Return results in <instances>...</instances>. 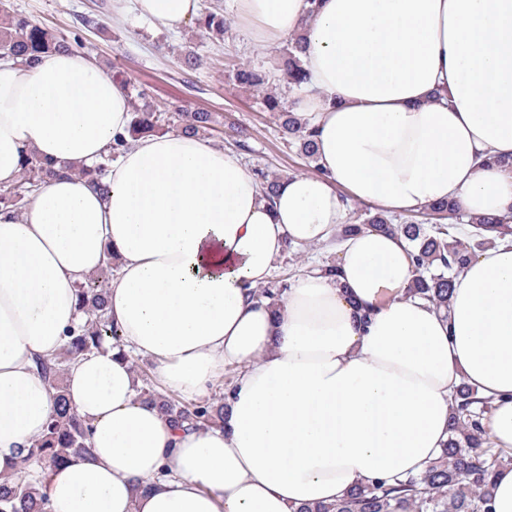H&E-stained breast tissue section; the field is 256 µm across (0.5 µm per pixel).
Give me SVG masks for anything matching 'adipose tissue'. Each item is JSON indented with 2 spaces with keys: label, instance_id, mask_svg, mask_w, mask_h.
I'll use <instances>...</instances> for the list:
<instances>
[{
  "label": "adipose tissue",
  "instance_id": "ef3b65f1",
  "mask_svg": "<svg viewBox=\"0 0 512 512\" xmlns=\"http://www.w3.org/2000/svg\"><path fill=\"white\" fill-rule=\"evenodd\" d=\"M249 40L305 37L292 110L315 132L316 174L274 200L240 156L177 130L137 138L101 179L62 174L22 212L0 207V482L44 433L52 393L35 361L81 319L77 287L118 267L106 316L119 342L80 356L67 394L89 456L26 480L50 512H294L375 479L422 472L446 443L461 383L495 399L512 452V246L456 280L447 314L412 296L405 239L341 237L349 201L388 214L449 201L512 211V0H234ZM171 32L199 0H113ZM131 120L94 57L0 59V186L29 155L90 166ZM336 250L279 302L251 294L288 247ZM193 398L229 365L220 428L175 424L138 392L135 358Z\"/></svg>",
  "mask_w": 512,
  "mask_h": 512
}]
</instances>
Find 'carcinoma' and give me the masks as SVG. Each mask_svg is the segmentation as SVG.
I'll list each match as a JSON object with an SVG mask.
<instances>
[{
  "label": "carcinoma",
  "mask_w": 512,
  "mask_h": 512,
  "mask_svg": "<svg viewBox=\"0 0 512 512\" xmlns=\"http://www.w3.org/2000/svg\"><path fill=\"white\" fill-rule=\"evenodd\" d=\"M196 29L205 38H220L224 36V15L206 10L196 20ZM83 48L85 44L79 36L70 40L60 38L16 12L7 0H0V56L19 58L32 65L42 53ZM302 53L299 38L289 40L283 52L281 70L291 90L308 80ZM235 81L262 93L265 109L283 117L282 128L288 141L298 145L313 168H318L313 132L287 109L281 96L264 90L266 74L242 65L237 68ZM124 86L133 112L129 129L113 138L109 152L95 168L64 165L62 169L66 172L82 176L100 174L138 137L165 133L173 127L190 134H206L217 123L211 112L164 111L154 105L145 88L129 81ZM54 175L56 171L42 159L27 157L19 180L11 187L0 188V205L22 211L28 197ZM255 176L263 185L267 200L273 201L280 176L261 169L255 171ZM426 213L439 216L440 222L428 226L407 221L398 224L380 210H368L354 222L343 225L340 236L363 229L402 236L408 242L416 271L409 292L446 314L456 279L466 264L477 253L512 241V215L473 220L464 233L460 225L452 222L457 217L454 204L440 202L426 209ZM112 271L109 260L93 279L77 286L85 322L68 330L60 355L36 361L38 373L52 391L55 409L43 437L31 447L20 449L19 463L23 468L32 461L60 464L74 455L91 454L88 426L72 405L63 386V376L69 364L80 355L101 348L107 340L119 341L118 329L105 317L106 289ZM141 395L155 401L177 424L186 421L196 426L224 424L222 400L203 401L189 408L149 389L141 390ZM492 403V398L478 396L474 387L460 384L449 418L450 438L439 457L422 473L394 484L377 480L359 486L335 503L301 506L294 512H493L490 496L493 477L499 468L512 464V453L489 442L485 421ZM0 512H49V509L45 497L31 485L15 479L0 482Z\"/></svg>",
  "instance_id": "obj_1"
}]
</instances>
